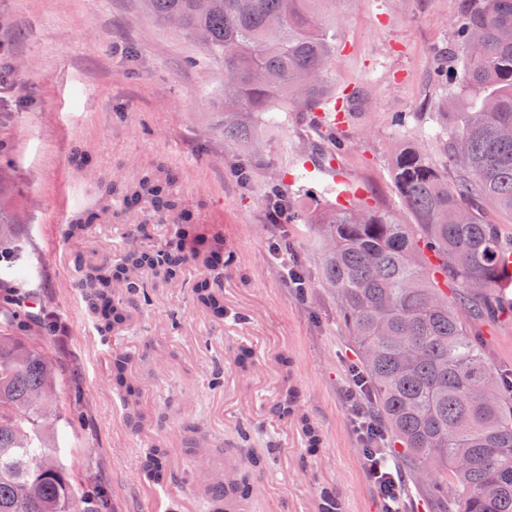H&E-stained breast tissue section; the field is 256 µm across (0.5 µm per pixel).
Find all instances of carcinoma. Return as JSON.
<instances>
[{
    "instance_id": "cac0c4a2",
    "label": "carcinoma",
    "mask_w": 512,
    "mask_h": 512,
    "mask_svg": "<svg viewBox=\"0 0 512 512\" xmlns=\"http://www.w3.org/2000/svg\"><path fill=\"white\" fill-rule=\"evenodd\" d=\"M153 16L180 19V30L224 64V111L297 112L326 127L323 138L341 147L336 129L319 114L331 98L327 75L336 34L322 25L319 5L330 0H143ZM456 66L445 100L455 118L438 135L439 151L458 179L419 148L396 155L393 176L414 228L395 223L364 202L330 204L304 213L288 204V220L322 224L323 276L336 289L339 311L358 343L355 377L374 399L384 428L401 448L415 479L448 503L446 512H512V380L492 371L469 335L468 321L494 318L509 302L502 265L512 234L488 218L487 206L512 219V0H461L453 23ZM224 137L266 150L251 126L225 120ZM9 180L0 168V263L24 252L3 199ZM159 167L136 182L111 181L128 205L149 202L159 211L188 215ZM203 266L224 256V236L205 229L178 234L165 249L129 245L120 263L89 262L81 287L101 330L126 321L119 288H138L147 271L165 281L180 276L184 258ZM456 288L448 298V282ZM194 306L224 310V299L201 278ZM18 312L0 308V512H96L73 482L52 434L59 380L44 347L11 331ZM112 382L135 408L126 359L112 361ZM280 411L292 415L310 449L320 430L298 413V393L284 387ZM163 448L152 449L146 475L164 474ZM250 478L226 476L224 494L246 496Z\"/></svg>"
}]
</instances>
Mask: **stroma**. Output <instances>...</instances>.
I'll list each match as a JSON object with an SVG mask.
<instances>
[{"label":"stroma","mask_w":512,"mask_h":512,"mask_svg":"<svg viewBox=\"0 0 512 512\" xmlns=\"http://www.w3.org/2000/svg\"><path fill=\"white\" fill-rule=\"evenodd\" d=\"M459 6L336 0L325 12L337 34L331 85L337 97L358 98L339 127L342 150L300 114L280 112L275 124L258 126L267 150L255 156L224 136L223 64L142 0H0V51L13 66L0 82V164L13 170L11 208L25 241L24 279H0V306L26 324L53 312L57 328L43 346L60 380L59 409L72 418L58 431L60 455L87 493L107 490L110 512H151L155 485L143 465L158 443L168 454L169 494L191 499V512H209L186 478L201 432L209 458L259 456L253 477L267 496L252 512H310L325 491L344 512H382L343 397L361 353L322 276V227L269 223L267 199L276 185L313 211L337 186L396 223H413L392 161L408 144L438 153L434 135L447 117L434 73ZM243 163L245 182L236 172ZM159 164L175 174L171 192L191 222L222 224L224 246L237 255L206 273L186 259L177 281L148 273L140 291L124 295L129 319L111 340L139 392L136 424L112 388L110 354L95 346L79 282L84 263L120 261L128 238L159 249L181 226L119 194L110 221L91 223L79 239L67 226L100 210L102 182L119 174L130 183ZM283 234L307 282L302 298L269 256ZM204 273L222 292L223 315L192 303ZM242 309L256 313L244 328L235 319ZM475 329L492 369L512 373V308ZM243 349L252 359L241 369L234 360ZM287 384L322 433L316 451L279 412Z\"/></svg>","instance_id":"obj_1"}]
</instances>
